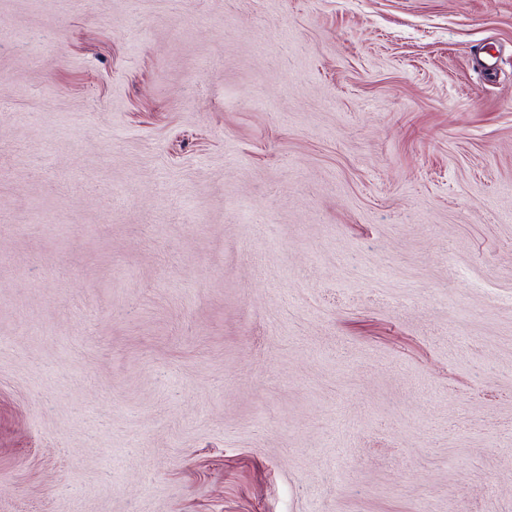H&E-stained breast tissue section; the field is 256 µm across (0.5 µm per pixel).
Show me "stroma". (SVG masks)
<instances>
[{
  "label": "stroma",
  "mask_w": 512,
  "mask_h": 512,
  "mask_svg": "<svg viewBox=\"0 0 512 512\" xmlns=\"http://www.w3.org/2000/svg\"><path fill=\"white\" fill-rule=\"evenodd\" d=\"M0 512H512V0H0Z\"/></svg>",
  "instance_id": "1"
}]
</instances>
